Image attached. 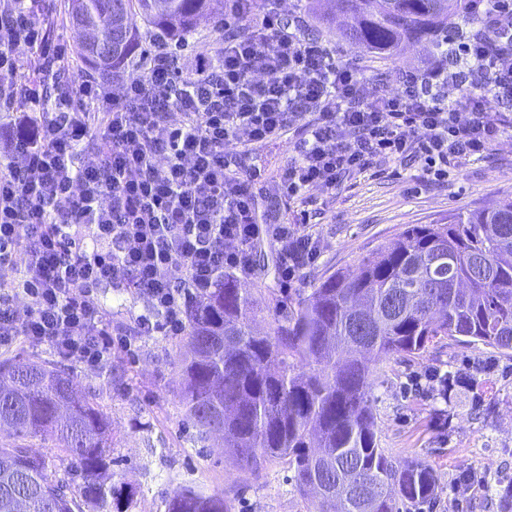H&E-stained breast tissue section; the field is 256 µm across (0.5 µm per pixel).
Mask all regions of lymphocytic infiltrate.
Segmentation results:
<instances>
[{
    "label": "lymphocytic infiltrate",
    "mask_w": 512,
    "mask_h": 512,
    "mask_svg": "<svg viewBox=\"0 0 512 512\" xmlns=\"http://www.w3.org/2000/svg\"><path fill=\"white\" fill-rule=\"evenodd\" d=\"M481 2V31L445 42L391 94L367 96L334 49L255 0H230L246 34L187 73L158 45L145 74L115 96L96 77L68 79V47L40 0H0V112L16 131L0 149V270L11 273L0 282V347L47 345L107 367L112 336L99 327L97 288H135L149 302L140 329L182 335L187 304L225 271L251 273L261 238L281 243L286 287L319 257L311 234L260 211L271 192L329 188L409 157L437 175L481 157L512 126L485 103L512 105V0ZM23 64L30 78L19 82ZM295 128L303 134L273 182L260 162L244 167L225 151ZM89 136L102 148L82 165Z\"/></svg>",
    "instance_id": "f902f5d3"
}]
</instances>
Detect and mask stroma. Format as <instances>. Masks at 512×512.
<instances>
[{
    "instance_id": "1",
    "label": "stroma",
    "mask_w": 512,
    "mask_h": 512,
    "mask_svg": "<svg viewBox=\"0 0 512 512\" xmlns=\"http://www.w3.org/2000/svg\"><path fill=\"white\" fill-rule=\"evenodd\" d=\"M306 0H274L286 21L299 20L307 37L337 50L336 58L357 69L372 92L397 89L399 76L419 69L434 54L428 43L407 45L389 59H371L340 41L305 6ZM244 22L211 23L189 37L185 67L196 54L213 53L230 34H243ZM512 198V131L505 132L480 158L448 167L435 177L418 159L374 166L330 189L313 187L298 197L273 204L286 222L307 214V230L320 240L318 261L300 270L288 288L291 299L310 294L329 274L355 271L360 261L394 240L412 224H428L448 213L489 207ZM264 271L238 276L240 287L258 292L262 318H272L268 291L279 288L281 246L261 239ZM103 325L113 338L132 341L133 352L113 348L117 367L107 372L75 366L74 383L102 406L112 424L113 480L134 491L129 512H165L162 492L192 484L223 493L232 512H306V500L291 483L287 461L240 468L226 458L215 439H201L184 422L177 366L178 337L145 336L137 324L148 303L132 289H99ZM462 370L472 386L458 387L447 399H435L414 387L425 371ZM370 401L379 445L401 462L422 460L436 478V499L422 512H448L450 499L464 512H501L498 497L512 477V356L481 344L445 338L420 353L391 355L373 365Z\"/></svg>"
}]
</instances>
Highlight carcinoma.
<instances>
[{"label": "carcinoma", "mask_w": 512, "mask_h": 512, "mask_svg": "<svg viewBox=\"0 0 512 512\" xmlns=\"http://www.w3.org/2000/svg\"><path fill=\"white\" fill-rule=\"evenodd\" d=\"M470 0H338L341 41L369 57L471 24ZM73 25L96 31L79 42L85 71L103 78L133 64L144 25L166 40L212 19L211 0H70ZM288 309V301L275 299ZM290 310V309H288ZM257 299L226 275L190 302L179 360L180 399L198 434L220 432L240 467L288 460L307 512H400L435 495L430 465L400 463L379 447L370 404L371 363L411 355L448 337L512 352V198L496 206L412 224L334 272L290 313L261 325ZM0 512H125L112 484V431L103 409L76 394L60 361L0 360ZM64 453L60 475L25 439ZM165 512H230L224 496L193 485L162 492Z\"/></svg>", "instance_id": "obj_1"}]
</instances>
